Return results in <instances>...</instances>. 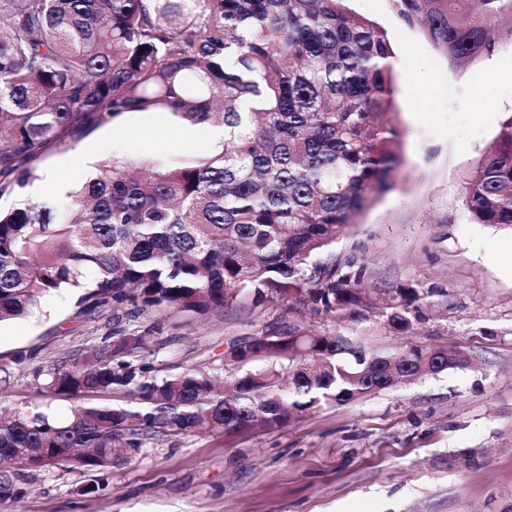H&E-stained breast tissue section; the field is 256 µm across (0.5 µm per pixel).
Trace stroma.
I'll return each mask as SVG.
<instances>
[{"label":"stroma","instance_id":"stroma-1","mask_svg":"<svg viewBox=\"0 0 512 512\" xmlns=\"http://www.w3.org/2000/svg\"><path fill=\"white\" fill-rule=\"evenodd\" d=\"M385 29L397 58L396 121L404 164L330 253L364 262L365 285L407 280L440 287L413 336L370 332L389 352L413 343L460 350L468 366L404 381L356 402L328 406L283 427L238 435H158L142 455L90 476L29 472L0 512H502L512 503V232L472 221L463 177L512 115V19L490 52L453 66L392 0H349ZM167 112L126 113L51 147L40 173L65 184L101 162L147 156L175 166L216 148ZM285 303L203 315L176 309L85 311L71 294L45 296L27 317L0 323V402L49 404L38 367L83 359L102 337L153 332L134 364L163 378L189 369L217 377L229 343L249 321L279 318Z\"/></svg>","mask_w":512,"mask_h":512}]
</instances>
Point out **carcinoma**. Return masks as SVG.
<instances>
[{"label":"carcinoma","instance_id":"carcinoma-1","mask_svg":"<svg viewBox=\"0 0 512 512\" xmlns=\"http://www.w3.org/2000/svg\"><path fill=\"white\" fill-rule=\"evenodd\" d=\"M348 0H0V195L24 190L76 130L130 112L192 125L222 117L224 145L196 162H104L67 193L69 217L30 199L0 211V322L67 289L94 310L131 303L205 313L243 296L354 326L406 334L439 294L415 282L382 294L351 258L312 261L395 188L402 132L390 121L395 52ZM455 65L489 51L512 0H393ZM478 224L512 228V115L463 181ZM254 369L217 385L187 370L160 381L127 361L150 336L104 337L82 362L51 365L46 397L81 401L65 418L0 403V500L24 459L87 472L133 461L156 433L237 434L281 427L399 382L463 366L453 348L388 353L314 322L283 320ZM121 400L112 402V395Z\"/></svg>","mask_w":512,"mask_h":512}]
</instances>
